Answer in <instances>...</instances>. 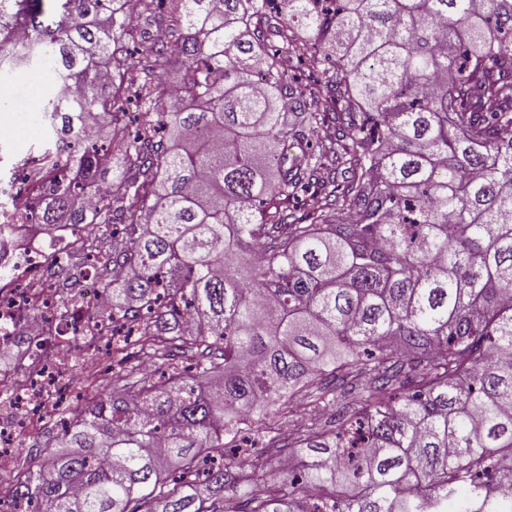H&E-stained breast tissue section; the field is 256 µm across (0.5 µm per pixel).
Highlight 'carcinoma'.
<instances>
[{"label": "carcinoma", "mask_w": 512, "mask_h": 512, "mask_svg": "<svg viewBox=\"0 0 512 512\" xmlns=\"http://www.w3.org/2000/svg\"><path fill=\"white\" fill-rule=\"evenodd\" d=\"M125 2L0 0V73L52 80L32 223L101 225L53 305L92 279L112 353L166 369L84 401L0 503L512 512V0H166L138 57Z\"/></svg>", "instance_id": "cac0c4a2"}]
</instances>
